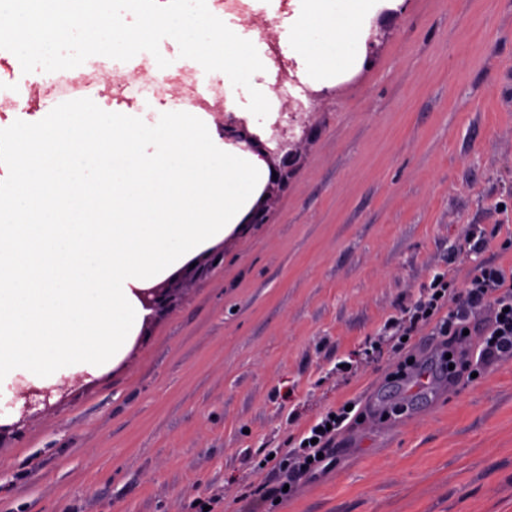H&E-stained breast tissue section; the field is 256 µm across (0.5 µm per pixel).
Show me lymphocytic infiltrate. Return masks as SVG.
Listing matches in <instances>:
<instances>
[{
	"instance_id": "f902f5d3",
	"label": "lymphocytic infiltrate",
	"mask_w": 512,
	"mask_h": 512,
	"mask_svg": "<svg viewBox=\"0 0 512 512\" xmlns=\"http://www.w3.org/2000/svg\"><path fill=\"white\" fill-rule=\"evenodd\" d=\"M444 337L441 365L435 378L452 384L475 370L512 359V269L496 263L481 265L458 279L454 269L436 273L417 300L385 326L397 338L411 337L424 327ZM347 411H329L310 426L293 448L274 449L262 458L260 467L280 473V481L247 490L249 512H265L267 502L282 499L284 486L316 475L334 461L336 430L347 419Z\"/></svg>"
}]
</instances>
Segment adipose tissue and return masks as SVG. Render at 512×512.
<instances>
[{
  "label": "adipose tissue",
  "mask_w": 512,
  "mask_h": 512,
  "mask_svg": "<svg viewBox=\"0 0 512 512\" xmlns=\"http://www.w3.org/2000/svg\"><path fill=\"white\" fill-rule=\"evenodd\" d=\"M384 0H291V11L277 17L280 43L304 66L309 81L334 79L351 69L360 54L366 19Z\"/></svg>",
  "instance_id": "adipose-tissue-1"
}]
</instances>
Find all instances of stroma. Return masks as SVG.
Returning <instances> with one entry per match:
<instances>
[{
  "label": "stroma",
  "instance_id": "stroma-1",
  "mask_svg": "<svg viewBox=\"0 0 512 512\" xmlns=\"http://www.w3.org/2000/svg\"><path fill=\"white\" fill-rule=\"evenodd\" d=\"M268 221L177 281L98 375L70 372L22 418L28 384L0 385L20 427L0 441V512H236L257 469L320 415L362 411L336 463L268 512H512V360L404 394L393 359H433L436 337L365 343L456 258L469 226L512 235V0H400L353 79L325 86ZM203 257L197 258L186 265L180 270V274L185 275V277L208 275L224 260V251L221 249H211L206 251ZM191 264H195V267H191Z\"/></svg>",
  "mask_w": 512,
  "mask_h": 512
}]
</instances>
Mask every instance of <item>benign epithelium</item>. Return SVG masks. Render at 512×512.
Wrapping results in <instances>:
<instances>
[{
  "mask_svg": "<svg viewBox=\"0 0 512 512\" xmlns=\"http://www.w3.org/2000/svg\"><path fill=\"white\" fill-rule=\"evenodd\" d=\"M311 112H293L287 125H276V133L270 134L262 126H252L243 118L234 114L224 115V142L232 144L244 152L254 155L269 171L276 172L280 179L292 166L298 145L306 133V122ZM224 260V251L211 249L204 257L197 258L193 264L180 270L185 276L201 277L211 273ZM144 309L151 316H161L168 311L173 302L170 288H144L138 293Z\"/></svg>",
  "mask_w": 512,
  "mask_h": 512,
  "instance_id": "1",
  "label": "benign epithelium"
}]
</instances>
